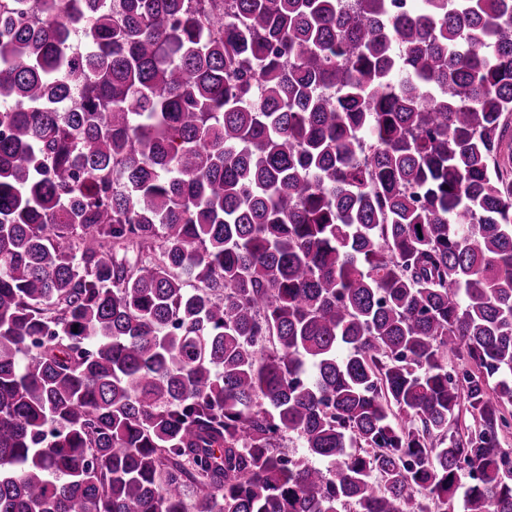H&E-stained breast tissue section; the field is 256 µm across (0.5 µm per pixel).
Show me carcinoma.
<instances>
[{"instance_id":"carcinoma-1","label":"carcinoma","mask_w":512,"mask_h":512,"mask_svg":"<svg viewBox=\"0 0 512 512\" xmlns=\"http://www.w3.org/2000/svg\"><path fill=\"white\" fill-rule=\"evenodd\" d=\"M511 134L512 0H0V512H512Z\"/></svg>"}]
</instances>
